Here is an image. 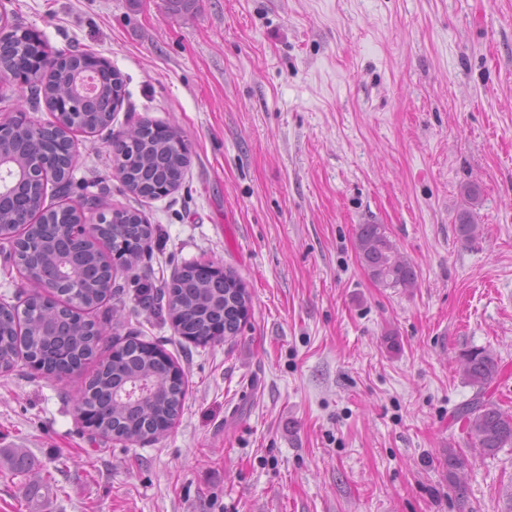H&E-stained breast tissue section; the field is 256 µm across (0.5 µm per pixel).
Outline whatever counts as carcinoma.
Here are the masks:
<instances>
[{"instance_id": "1", "label": "carcinoma", "mask_w": 512, "mask_h": 512, "mask_svg": "<svg viewBox=\"0 0 512 512\" xmlns=\"http://www.w3.org/2000/svg\"><path fill=\"white\" fill-rule=\"evenodd\" d=\"M32 56L28 39L9 33L0 38V59L16 66ZM80 58L67 66L51 69L22 68L24 84L30 86L35 100H44L51 112H66L58 108L64 98H72L71 111L82 114L81 130L94 131L108 127L113 109L109 104L121 96L120 77H106L100 83L95 97L76 93L75 80ZM12 126L11 135L0 142V150L15 157L24 166L28 156L41 149L46 164L58 181L70 180L74 164L59 152L57 139L36 143L27 126L14 117L3 118ZM116 161V178L130 193L141 197H157V189L178 183L189 162L188 147L173 127L142 122L140 138L133 144L122 138L112 140ZM46 186L40 182L20 179L8 189L0 204V227L4 232L18 231L35 217L41 224L38 238L33 242V253L39 262H27L33 274L54 264L58 259L59 243L53 225L66 224L69 216H59L54 209L44 207ZM464 207L456 217L458 236L472 242L478 235L472 207L478 199V188H463ZM121 223L112 225V242L122 248L124 262L133 265L149 249L151 225L136 211H123ZM357 252L370 278L384 288H412L417 281L413 264L404 259L390 239L383 224H361L357 232ZM75 251L73 274L82 287L59 289L54 299H32L19 320L13 310L0 305V363L11 365L22 353L35 368H44L47 374L63 377L67 370L56 364L63 352L74 366L81 367L96 357L102 340L101 330H93L95 323L78 321L66 325L65 335L47 334L54 322L57 309L70 303L71 292L84 305L95 308L112 296L109 288L110 267L105 264L103 251L93 248L81 238L72 241ZM139 302L145 308L160 314L167 312L180 333L198 345L226 341L241 330L249 315L250 297L244 283L232 270L224 275L202 278L196 267L186 266L172 282L163 288H144ZM463 375L468 384L477 388L474 397L461 413L466 418L468 445L480 456H494L512 446V411L485 398L486 389L503 373L501 359L486 348H472L462 355ZM184 381L181 370L174 369L173 360L166 354L153 353V346L136 336H128L112 345L109 354L99 361L92 377L79 389L74 402L76 410L89 412L96 420L100 434L130 444L155 440L178 416L184 399ZM468 456L453 448L448 449L444 465L448 488L456 496L464 497L466 488L463 462Z\"/></svg>"}]
</instances>
